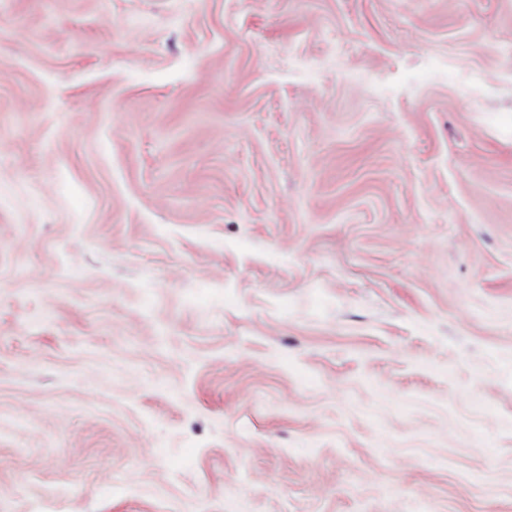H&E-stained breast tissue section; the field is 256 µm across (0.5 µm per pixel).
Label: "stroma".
I'll return each mask as SVG.
<instances>
[{
	"label": "stroma",
	"mask_w": 512,
	"mask_h": 512,
	"mask_svg": "<svg viewBox=\"0 0 512 512\" xmlns=\"http://www.w3.org/2000/svg\"><path fill=\"white\" fill-rule=\"evenodd\" d=\"M0 512H512V0H0Z\"/></svg>",
	"instance_id": "obj_1"
}]
</instances>
